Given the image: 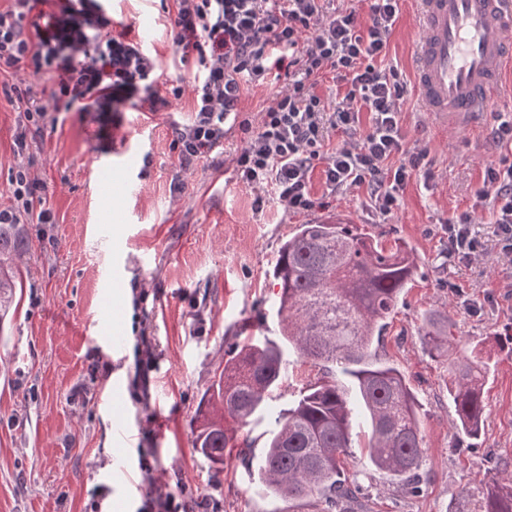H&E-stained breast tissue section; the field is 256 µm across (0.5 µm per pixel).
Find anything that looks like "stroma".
Returning a JSON list of instances; mask_svg holds the SVG:
<instances>
[{
  "instance_id": "obj_1",
  "label": "stroma",
  "mask_w": 512,
  "mask_h": 512,
  "mask_svg": "<svg viewBox=\"0 0 512 512\" xmlns=\"http://www.w3.org/2000/svg\"><path fill=\"white\" fill-rule=\"evenodd\" d=\"M109 7L161 61V95L193 83V66L174 61L172 0ZM416 15L415 0H402L381 65L397 68L408 85L405 145L426 150L434 179L413 175L388 214L362 189L305 213L285 210L271 194L254 210L255 192L234 163L244 140L238 130L183 170L171 141L192 118L188 94L160 112L129 102L90 112L80 101L30 140L31 173L55 221L22 227L23 287L0 335V512H91L102 485L110 493L101 512H137L143 457L152 480L174 492L187 487L190 502L218 512H320L315 498L266 492L237 453L216 470L195 450L193 429L227 352L248 336L280 338L272 270L283 242L296 225L339 214L384 243L400 240L416 257L378 354L405 374L422 405L426 484L413 496L389 475L361 477L360 512H456L490 465L512 474V259L488 211L475 210L484 252L473 262L449 259L444 226L449 214L474 210V191L499 151L490 121L443 131L423 108L414 88ZM17 120V102L0 93V210L14 204ZM126 176L133 190L124 189ZM442 323L488 367L475 439L452 427L448 364L420 339ZM287 362L267 408L237 433L238 449L253 456L276 431V412L321 375L297 355Z\"/></svg>"
}]
</instances>
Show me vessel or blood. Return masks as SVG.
<instances>
[{
	"mask_svg": "<svg viewBox=\"0 0 512 512\" xmlns=\"http://www.w3.org/2000/svg\"><path fill=\"white\" fill-rule=\"evenodd\" d=\"M417 12L424 107L449 129L474 123L512 71V0H417Z\"/></svg>",
	"mask_w": 512,
	"mask_h": 512,
	"instance_id": "b4317fda",
	"label": "vessel or blood"
}]
</instances>
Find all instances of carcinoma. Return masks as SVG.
<instances>
[{"label": "carcinoma", "mask_w": 512, "mask_h": 512, "mask_svg": "<svg viewBox=\"0 0 512 512\" xmlns=\"http://www.w3.org/2000/svg\"><path fill=\"white\" fill-rule=\"evenodd\" d=\"M24 239L19 225L0 224V334L20 287L16 260ZM415 261L399 245L389 248L352 224H301L281 246L274 267L279 285L277 317L283 340L252 336L231 352L206 392L195 420L194 448L224 466L236 447L228 422L245 426L279 386L291 351L319 365L340 368L347 383L327 376L306 384L277 414L279 429L258 461L265 488L282 497H315L322 512H346L362 487L345 476L352 457L353 424L370 426L363 446L366 464L422 492L419 474L425 448L421 406L401 371L372 354ZM429 355L448 362L454 428L478 438L484 422L487 364L454 348L448 329L422 336ZM460 512H512V477L489 473L479 482L473 508Z\"/></svg>", "instance_id": "1"}]
</instances>
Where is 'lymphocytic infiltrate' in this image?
I'll list each match as a JSON object with an SVG mask.
<instances>
[{
    "instance_id": "f902f5d3",
    "label": "lymphocytic infiltrate",
    "mask_w": 512,
    "mask_h": 512,
    "mask_svg": "<svg viewBox=\"0 0 512 512\" xmlns=\"http://www.w3.org/2000/svg\"><path fill=\"white\" fill-rule=\"evenodd\" d=\"M31 0H12L0 11V73L11 82L0 92L16 98L20 119L14 152L23 155L29 138L40 134L48 115L85 99L95 111L112 112L142 96L150 111L167 107L155 89L160 62L131 35L114 27L103 0H63L61 13L48 26L32 20ZM173 43L180 63L194 62L198 75L191 89L193 117L176 129L172 148L182 167L208 157L223 144L232 128L246 139L236 168L243 183L257 188L253 205L262 210L264 189L274 191L292 212L316 205L311 192L315 162H322L329 194L366 188L382 213L397 207L413 173L431 180L425 150L404 146L402 109L406 86L397 71L376 64L386 53L399 19L401 0H368L367 16L331 7V0H174ZM333 72L346 91L330 102L314 91L319 77ZM57 77V88L46 102L35 103L33 80ZM282 80L273 102L258 122L241 116L246 86L268 77ZM371 116L361 129V113ZM344 134L343 143L325 150L328 131ZM494 144L503 153L486 167L476 191L479 202L491 205L501 249L512 254V113L494 115ZM397 167H389L393 156ZM14 204L0 210V224H24L29 219L51 223L44 208L33 212L41 188L29 167L16 166L9 180ZM472 213L447 219L448 255L472 261L482 252L473 235Z\"/></svg>"
}]
</instances>
